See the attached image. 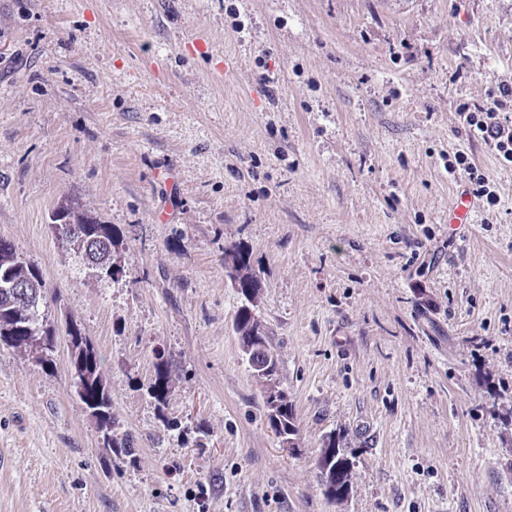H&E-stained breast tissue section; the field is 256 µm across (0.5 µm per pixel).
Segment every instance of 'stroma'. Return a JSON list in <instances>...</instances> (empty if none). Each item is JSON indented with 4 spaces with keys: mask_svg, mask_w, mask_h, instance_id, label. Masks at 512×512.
<instances>
[{
    "mask_svg": "<svg viewBox=\"0 0 512 512\" xmlns=\"http://www.w3.org/2000/svg\"><path fill=\"white\" fill-rule=\"evenodd\" d=\"M503 84L512 0H0V236L135 439L103 447L65 339L48 364L0 344V512H512V164L460 115ZM459 151L500 202L454 226ZM65 198L118 230V277L61 246ZM234 243L292 449L233 331ZM66 340L70 348L69 374L73 387L102 434L104 447L125 448L127 452H132L134 438L129 434L118 438L112 431V395L101 372V358L96 346L70 318L66 319ZM158 361L155 363L156 376L149 386V395L158 405L164 404L170 387V373L172 364L164 355L157 356ZM317 467L324 494L332 502H341L349 494L351 466L348 458L341 453L336 435L323 438Z\"/></svg>",
    "mask_w": 512,
    "mask_h": 512,
    "instance_id": "stroma-1",
    "label": "stroma"
}]
</instances>
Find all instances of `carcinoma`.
I'll list each match as a JSON object with an SVG mask.
<instances>
[{
	"label": "carcinoma",
	"instance_id": "obj_1",
	"mask_svg": "<svg viewBox=\"0 0 512 512\" xmlns=\"http://www.w3.org/2000/svg\"><path fill=\"white\" fill-rule=\"evenodd\" d=\"M51 222H61L54 228L56 235L64 233L65 225L81 224L87 237L106 236L112 246H121L120 235L110 224L76 211L68 201H62L51 211ZM224 252L232 254L235 262L234 278L236 288L244 297V303L237 311L234 329L238 334L240 347L250 350L256 368L265 370L269 383L265 384V408L277 406V413L268 417L271 428L277 435L286 434L297 440L299 426L293 402L280 385L278 357L272 351L267 333L254 334L257 327L252 309L256 307L261 281L251 271L249 250L241 245H231ZM16 280H27L37 290L29 300L19 301L9 293V286ZM45 283L33 264L26 261L18 248L3 242L0 247V343L18 348H35L44 338L56 343L54 327L47 316L41 313ZM66 340L70 348L69 374L75 392L86 412L95 421L102 434L106 448L134 449V438L126 434L117 437L112 431V395L101 372V358L93 341L83 334L72 319L66 320ZM156 376L149 386V395L158 404L165 403L170 387L172 364L164 356H157ZM317 467L324 494L332 502H341L349 494L351 466L348 458L341 453L336 435L323 438Z\"/></svg>",
	"mask_w": 512,
	"mask_h": 512
}]
</instances>
